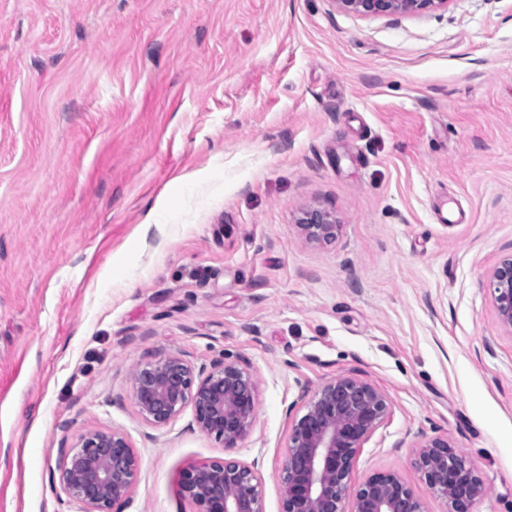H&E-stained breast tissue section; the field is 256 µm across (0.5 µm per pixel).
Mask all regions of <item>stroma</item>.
<instances>
[{
    "label": "stroma",
    "instance_id": "1",
    "mask_svg": "<svg viewBox=\"0 0 512 512\" xmlns=\"http://www.w3.org/2000/svg\"><path fill=\"white\" fill-rule=\"evenodd\" d=\"M511 256L512 0H0V512H81L57 465L90 430L141 460L118 512H194L181 473L227 457L281 512L300 391L348 375L391 405L351 488L446 512L416 465L440 437L474 512H512ZM170 354L253 375L240 447L141 418L132 374ZM347 13L361 16H400L434 10L448 5V0H333ZM302 225L309 239L323 242H332L336 239V219L321 210H308L303 212L298 221ZM490 287L499 322L512 333V258L503 260L493 270Z\"/></svg>",
    "mask_w": 512,
    "mask_h": 512
}]
</instances>
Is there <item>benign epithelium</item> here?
I'll return each instance as SVG.
<instances>
[{"label": "benign epithelium", "mask_w": 512, "mask_h": 512, "mask_svg": "<svg viewBox=\"0 0 512 512\" xmlns=\"http://www.w3.org/2000/svg\"><path fill=\"white\" fill-rule=\"evenodd\" d=\"M347 13L400 16L434 10L448 0H332ZM307 236L336 239V219L321 210L299 218ZM494 306L501 325L512 331V258L491 273ZM142 419L167 425L190 405L199 432L235 448L250 436L256 419L257 383L234 363L219 361L197 371L181 356L168 355L140 365L131 377ZM305 412L293 420L281 471V512H425L423 502L395 473H377L349 492L355 460L391 413L387 398L355 376L323 384L300 395ZM426 482L448 512H473L483 484L473 466L448 441L436 437L419 453ZM59 480L82 512H112L137 482L140 460L117 431H90L60 460ZM256 464L235 458L203 461L186 468L178 494L196 512H263Z\"/></svg>", "instance_id": "1"}]
</instances>
